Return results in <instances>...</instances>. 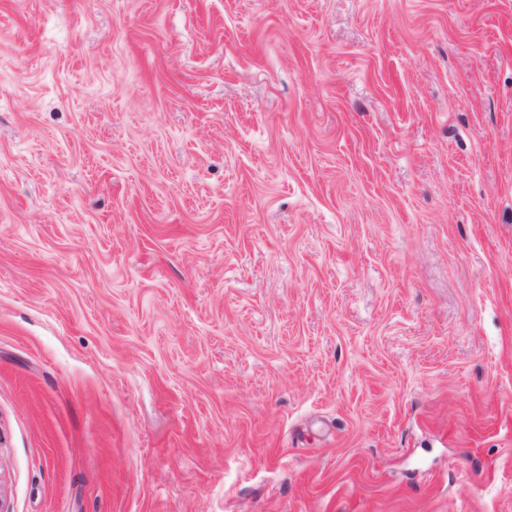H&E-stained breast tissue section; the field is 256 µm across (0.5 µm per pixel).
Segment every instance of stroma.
I'll return each instance as SVG.
<instances>
[{
	"instance_id": "obj_1",
	"label": "stroma",
	"mask_w": 512,
	"mask_h": 512,
	"mask_svg": "<svg viewBox=\"0 0 512 512\" xmlns=\"http://www.w3.org/2000/svg\"><path fill=\"white\" fill-rule=\"evenodd\" d=\"M5 512H512V0H0Z\"/></svg>"
}]
</instances>
